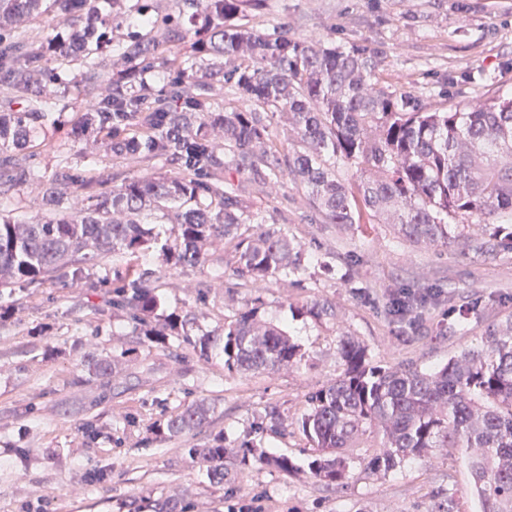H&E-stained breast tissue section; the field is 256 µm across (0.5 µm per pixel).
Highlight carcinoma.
Segmentation results:
<instances>
[{"mask_svg": "<svg viewBox=\"0 0 512 512\" xmlns=\"http://www.w3.org/2000/svg\"><path fill=\"white\" fill-rule=\"evenodd\" d=\"M111 0H0V187L36 185L46 216L35 224L0 215V287L38 288L78 276L92 261L121 255L130 261L159 259L177 269L206 262L209 248L234 243L243 278L296 277L304 268L301 246L276 229L246 233L259 224L235 190L225 184L224 150L248 168L252 180L274 187L291 178L309 191L329 224H354L357 205L383 216L413 243L446 244L459 218L487 246L512 245V97L476 100L469 108L424 112L401 93L375 88L378 61L359 46L345 50L317 37L264 34L233 22L245 0H176L178 14L200 20L211 36L190 55L164 54L170 30L140 23L151 32L112 44ZM48 9L73 30L67 42L34 40L16 31L20 17ZM79 62L85 120L104 133L102 150L144 168L74 205L87 185L64 165L45 181L25 155L32 137L56 123L57 103L41 94L54 79L52 61ZM162 68L158 89L140 85L142 68ZM234 86L243 105L216 106L215 87ZM259 106L288 114L298 148L268 161L269 137ZM178 166L156 177L162 163ZM360 168L351 190L336 164ZM150 211L175 225L159 237L144 222ZM113 307L126 312L132 335L163 344L182 335L187 320L157 317L159 299L139 275L116 291ZM186 342L202 356L243 373L275 372L305 357L285 331L243 311L224 329ZM344 370L311 393L300 420L312 460L311 475L341 484L343 453L366 432H382L368 460L386 471L431 448H454L471 477L478 512H512V319L486 327L481 343L448 358L434 372L414 363L373 365L364 346L344 341ZM209 408L193 403L170 416L172 437L204 424ZM188 453L212 463L210 477L224 483V439ZM190 503L165 499L150 512H188Z\"/></svg>", "mask_w": 512, "mask_h": 512, "instance_id": "carcinoma-1", "label": "carcinoma"}]
</instances>
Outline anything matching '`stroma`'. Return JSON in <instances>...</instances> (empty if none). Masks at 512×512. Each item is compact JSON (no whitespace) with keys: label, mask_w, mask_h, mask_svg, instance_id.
<instances>
[{"label":"stroma","mask_w":512,"mask_h":512,"mask_svg":"<svg viewBox=\"0 0 512 512\" xmlns=\"http://www.w3.org/2000/svg\"><path fill=\"white\" fill-rule=\"evenodd\" d=\"M245 24L260 32L320 37L374 53L385 89L407 92L422 110L512 94V0H256ZM63 67L45 96L65 102L61 129L38 135L35 162L51 178L60 160L82 166L79 149L95 150L97 133L82 118L74 81ZM97 153L86 175L101 191L141 176L133 163ZM224 177L260 213L319 262L300 281L253 282L236 274L232 245L209 262L170 271L151 263L164 315H191L185 338L168 346L138 344L126 314L114 309L126 261L101 260L83 280H56L36 291L0 290V512H129L133 502L186 499L192 512H473L470 474L460 454L440 448L388 473H370L373 438L347 449L344 483L326 485L308 470L307 441L297 420L310 393L343 370L340 340L363 344L369 360L413 362L431 371L475 345L487 324L512 315V248L480 249L468 229L445 246L417 245L392 225L361 212L357 223H325L306 189L285 180L258 187L227 168ZM223 280H216V271ZM434 291L407 315L392 312L401 292ZM329 301L334 316L306 309ZM285 330L306 357L275 373L225 369L200 357L190 339L213 333L250 305ZM472 310L458 324L449 310ZM113 360L100 388L91 360ZM205 401L203 427L167 437L160 426L187 404ZM276 410L277 430L266 413ZM223 435L224 481L188 449ZM288 458L292 471L241 465L244 447Z\"/></svg>","instance_id":"stroma-1"}]
</instances>
